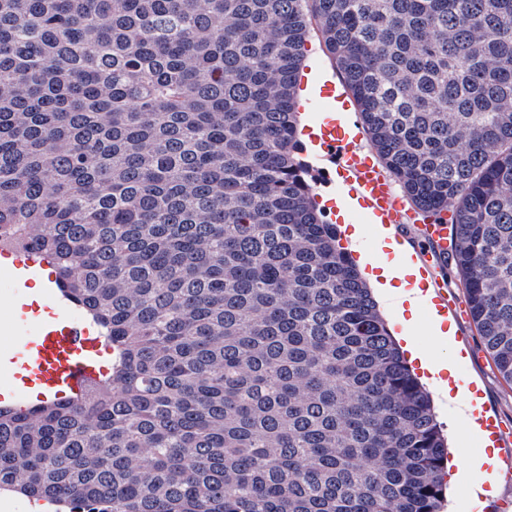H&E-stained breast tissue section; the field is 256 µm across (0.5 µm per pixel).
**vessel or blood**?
Here are the masks:
<instances>
[{
    "label": "vessel or blood",
    "mask_w": 512,
    "mask_h": 512,
    "mask_svg": "<svg viewBox=\"0 0 512 512\" xmlns=\"http://www.w3.org/2000/svg\"><path fill=\"white\" fill-rule=\"evenodd\" d=\"M310 105L319 114L312 142L319 157L332 164L337 186L352 199L355 212L388 229L409 223L411 207L382 171L374 150L363 144L349 122V105L337 83L323 82ZM421 233L425 247L415 250L412 260L425 274L432 256L448 251V227L429 223ZM42 268L32 255L0 262V286L20 295L22 284L33 280ZM42 298L59 309V316L50 320L20 317L11 328L0 331V402L26 395L47 401L76 394L97 377L95 356L100 339L91 335L80 316L72 314L70 303L53 285L43 288ZM432 302L439 314L457 323L470 319L466 299L442 286H434ZM478 424L489 447H504L507 427L497 413L484 410Z\"/></svg>",
    "instance_id": "vessel-or-blood-1"
}]
</instances>
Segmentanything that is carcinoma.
<instances>
[{"label":"carcinoma","instance_id":"cac0c4a2","mask_svg":"<svg viewBox=\"0 0 512 512\" xmlns=\"http://www.w3.org/2000/svg\"><path fill=\"white\" fill-rule=\"evenodd\" d=\"M512 386V0H0V228L115 353L0 407L69 512H444L448 446L298 138L310 26ZM425 222H429V224L423 225L421 233L424 238L426 254L418 247L411 255V259L419 265L423 276H427L428 272L431 273L429 267V262L432 260L431 255L434 257L438 254L446 255L448 253V224H432L428 219H425Z\"/></svg>","mask_w":512,"mask_h":512}]
</instances>
